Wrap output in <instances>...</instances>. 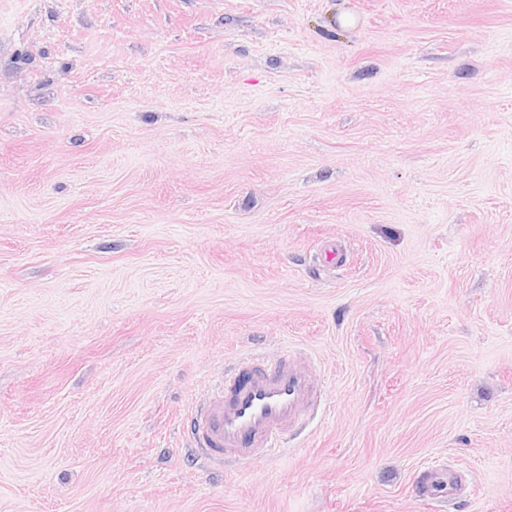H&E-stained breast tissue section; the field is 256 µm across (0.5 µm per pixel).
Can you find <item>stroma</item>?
<instances>
[{
	"label": "stroma",
	"mask_w": 512,
	"mask_h": 512,
	"mask_svg": "<svg viewBox=\"0 0 512 512\" xmlns=\"http://www.w3.org/2000/svg\"><path fill=\"white\" fill-rule=\"evenodd\" d=\"M0 512H512V0H0ZM315 376L284 351L271 362L240 359L187 417L189 445L215 465L270 457L285 432L305 425L320 406ZM457 480V474L449 471L446 472H429L423 481L422 489L426 492L436 493L441 490H448V496H450L455 488Z\"/></svg>",
	"instance_id": "obj_1"
}]
</instances>
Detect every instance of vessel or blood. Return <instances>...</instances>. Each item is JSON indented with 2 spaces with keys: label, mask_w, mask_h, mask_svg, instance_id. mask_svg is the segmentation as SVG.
Instances as JSON below:
<instances>
[{
  "label": "vessel or blood",
  "mask_w": 512,
  "mask_h": 512,
  "mask_svg": "<svg viewBox=\"0 0 512 512\" xmlns=\"http://www.w3.org/2000/svg\"><path fill=\"white\" fill-rule=\"evenodd\" d=\"M320 396L316 377L297 368L290 352L267 363L242 358L188 416L189 444L218 466L270 457L284 433L316 413Z\"/></svg>",
  "instance_id": "vessel-or-blood-1"
}]
</instances>
